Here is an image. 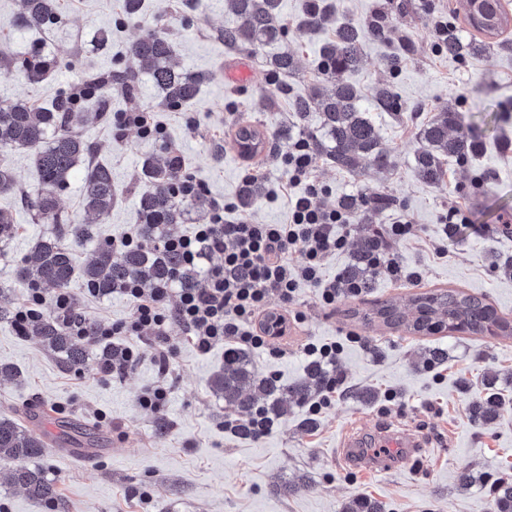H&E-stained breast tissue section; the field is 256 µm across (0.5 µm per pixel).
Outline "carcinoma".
<instances>
[{"mask_svg": "<svg viewBox=\"0 0 512 512\" xmlns=\"http://www.w3.org/2000/svg\"><path fill=\"white\" fill-rule=\"evenodd\" d=\"M19 3L17 21L24 28L47 30L63 21L59 0H19ZM225 6L239 19V23L224 28L222 36L227 49L246 45L263 49L284 43L287 34L280 16V0H225ZM335 11L333 0H305L299 29L322 28L334 20ZM388 11L386 5L363 23L340 24L320 49L321 80L307 94L297 95L291 101V109L299 120L306 121L312 112L319 115V133L307 134L312 151L336 168L353 174L366 168L385 172L391 166L389 152L381 147L379 128L369 116V110L362 106V92L347 79L362 64L365 41L390 38ZM465 21L471 28L468 35L450 27L448 37L443 39L442 51L452 57L465 58L490 46L476 38L478 33L492 39L512 28V15L503 10L501 0H478L473 15L465 16ZM50 69L51 63L37 53L20 65L24 78L31 84L43 82ZM296 69L297 58L286 48L265 57L266 75L273 79ZM208 78L204 72L178 67L173 62L169 39L155 26L128 45L122 66L108 73L88 74L85 98L78 103L69 94L56 97L48 109L24 99L0 100V151H31L40 174L37 189L26 196V205L37 221L60 223L58 196L78 173L84 211L96 219L112 211L117 201L112 172L101 165L86 164L90 148L76 131L78 126L103 119L108 108L105 89L115 84L133 96L140 81L145 79L159 93L160 104L176 111L198 96ZM371 99L382 111L398 110L394 86L388 80L373 89ZM420 141L422 147L415 156V174L432 185L444 181L447 159L464 158L476 151V140L468 134L463 113L449 106L423 124ZM234 142L243 155L253 156L264 145L265 137L256 126L243 122L235 129ZM182 174V160L175 154L145 160L143 187L138 198L141 224L137 231L146 245L117 254L108 243L96 244L98 233L93 224L59 229L36 240L15 267V282L22 287L34 284L49 293H58L78 281L81 287L92 289L100 297L111 295L112 289L128 280H135L144 288L170 280L179 288L200 287L204 268L183 265L163 245V240L172 234V227L186 223L191 213L202 216L211 212L212 203L206 194L187 198L175 194V185ZM16 185L12 168L0 159V194L14 192ZM261 191L262 184L257 177L244 184L240 205L249 207ZM338 204L363 224L389 201L378 195H347ZM17 232L12 213L0 209V251L13 241ZM90 244L94 245L91 258L84 260L79 250ZM373 247L374 239L360 237L351 263L342 272L360 281L365 290L372 288L368 259ZM414 309L412 327L418 332L434 324L477 335L495 327L506 335L512 327L484 296L453 289L418 298ZM376 316L392 327L405 322V316L391 303L381 304ZM28 335L58 354L67 367L83 366L91 359L100 365L112 364V348L104 346L92 351L76 343L63 325L49 316L34 324ZM325 381V370L311 364L305 381L284 385L275 376L261 377L255 373L247 353L228 349L224 352V367L213 375L210 387L217 397L224 399L226 407L243 418L259 406L269 415L280 417L288 413L286 397L304 401L322 389ZM502 406L497 394L487 393L474 402L473 410L479 418L490 420L499 415ZM48 446L43 434L0 414V461L15 464L10 473L11 483L37 500L56 503L61 510L63 503L54 483L43 469L33 464L46 453ZM493 507V512H512V483L497 487Z\"/></svg>", "mask_w": 512, "mask_h": 512, "instance_id": "obj_1", "label": "carcinoma"}]
</instances>
